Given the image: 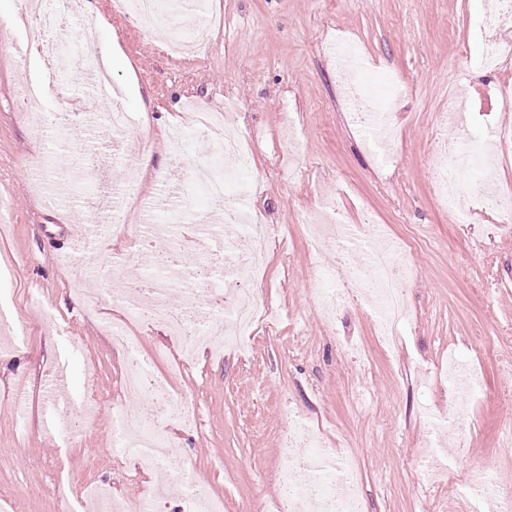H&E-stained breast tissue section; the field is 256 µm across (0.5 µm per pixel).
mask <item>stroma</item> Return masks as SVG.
<instances>
[{
  "mask_svg": "<svg viewBox=\"0 0 512 512\" xmlns=\"http://www.w3.org/2000/svg\"><path fill=\"white\" fill-rule=\"evenodd\" d=\"M101 19L96 44L119 46L112 60L114 96L133 113L134 131H148L152 167L137 190L156 194L186 176L174 164L181 143L174 127L191 122L189 100L223 105L224 120L252 149V171L230 188L275 230L259 275L248 282L281 314L259 329L245 354L213 357L199 350L181 365L180 341L159 324L134 326L174 395L199 408L198 427L164 417L152 402L124 393L126 353L108 323L120 310L111 297L89 308L83 292L100 290L98 274L126 256L150 273L152 249L130 235L79 252L71 265L58 256L69 237H84L98 217L87 200L97 182L90 163L102 130L61 112L46 58L30 49L19 0H0V203L9 211L0 233V497L15 512H61L53 488L92 479L129 501L158 481L136 458L111 463L113 405L129 419L155 418L193 477L224 500V512L280 499L282 446L289 410L314 421L325 448L347 454L366 512H470L460 490L485 473L512 486V223L474 207L466 230L434 198L429 152L490 128L512 131V103L498 88L512 85V26L497 30L508 51L500 66L479 61L471 37L485 0H203L172 16L187 30L204 27L208 59L197 52L172 60L146 50L150 34L92 0ZM358 45L368 72L402 77L394 103L396 159L381 167L348 115L330 47L336 38ZM43 89L38 105L18 109L14 87ZM465 90V123L448 122V95ZM344 223L385 225L415 244L406 283L407 323L391 350L358 305L342 308L327 327L310 303L317 288L350 285L352 271L336 263L328 244L312 247L304 226L324 202ZM49 321H42V313ZM365 348L358 362L347 345ZM473 365L482 388L456 418L458 398L437 373L449 356ZM64 375L68 407L96 398L95 420L66 429L45 425V387ZM442 443L448 477L423 484L412 452Z\"/></svg>",
  "mask_w": 512,
  "mask_h": 512,
  "instance_id": "1",
  "label": "stroma"
}]
</instances>
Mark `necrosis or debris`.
Returning a JSON list of instances; mask_svg holds the SVG:
<instances>
[{"label":"necrosis or debris","mask_w":512,"mask_h":512,"mask_svg":"<svg viewBox=\"0 0 512 512\" xmlns=\"http://www.w3.org/2000/svg\"><path fill=\"white\" fill-rule=\"evenodd\" d=\"M112 7L124 16L144 21L149 27L166 30L172 41L184 39L183 34L171 26L160 0H113ZM79 11V0H23L25 23L41 35L36 51L57 56L55 38L68 30ZM384 87V95L374 94L368 88L366 71L354 68L345 87V101L353 122L364 130L368 143L378 149L379 159L389 161L393 158L391 148L395 143L389 112L403 90V83L390 74L384 79ZM191 109L195 114L196 139L209 146L221 144L225 162L239 173H246L252 165V156L244 148L240 134L223 125L214 108L195 103ZM175 161L188 168L189 183L202 189L220 208L222 220H215L210 214L197 215L192 196L182 189L164 188L145 200L138 197L130 181L96 186L91 203L113 231L134 230L141 242L151 243L161 235L180 237L164 254L163 274L141 278L130 270L128 259L119 257L113 262L107 284L113 305L122 311L120 322L112 324L111 330L128 354L124 374L126 391L151 399L154 404L164 406L171 419L192 425L196 422L193 403L186 398L173 400L165 383L149 377L151 361L143 356L138 338L128 335L126 327L143 320L162 324L171 335L180 337L185 352L190 353L203 347L212 348L213 326L219 323L224 327V348L236 347L261 308L258 297L245 288L244 283L265 257L271 227L258 223L240 196L225 192L224 181L214 176L210 161L181 155L176 156ZM475 168L482 173L475 185V194L502 223L512 222V197L503 196L498 190L495 157L487 148L432 158L430 170L437 197L452 211L457 223H467L468 198L460 193L457 180ZM132 206L140 217L139 224L133 226L127 223L128 209ZM162 212L183 217L188 222L187 228L178 232L173 225L150 222V215ZM310 231L312 239L324 238L337 246V264L356 269L354 288L318 289L315 303L325 323L334 324L338 307L359 300L376 320L380 335L394 340L407 319L402 286L412 271L411 244L376 235L366 241L362 250L340 251L341 242L351 236V228L326 209L311 222ZM216 276L224 280L223 296L208 308L199 307L198 294ZM175 288L183 295V304L178 308L168 303L170 292ZM112 425L113 446L118 454L134 455L144 467L182 481L185 487L182 512H224L223 501L212 498L203 485L193 482L183 462L168 453L169 441L151 419L143 417L132 423L124 412L116 409L112 412ZM323 456L306 419H297L283 450L285 465L279 483L284 499L293 504L295 512H361L349 463H342L338 472L318 475L310 484L301 486L295 482V470L311 467Z\"/></svg>","instance_id":"obj_1"}]
</instances>
